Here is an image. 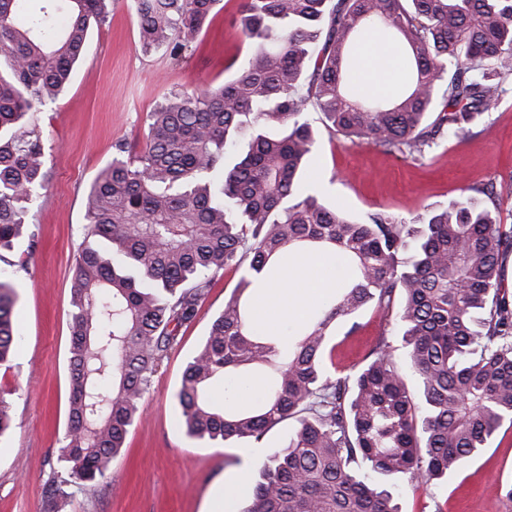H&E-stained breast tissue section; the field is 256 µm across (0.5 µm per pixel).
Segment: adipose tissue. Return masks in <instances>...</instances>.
<instances>
[{"label": "adipose tissue", "instance_id": "adipose-tissue-1", "mask_svg": "<svg viewBox=\"0 0 512 512\" xmlns=\"http://www.w3.org/2000/svg\"><path fill=\"white\" fill-rule=\"evenodd\" d=\"M399 56L396 45L379 34H370L356 49V83L368 93H385L399 79ZM345 274V265L327 254L284 257L251 296L253 325L262 335L276 336L288 319L306 321L319 300L335 290Z\"/></svg>", "mask_w": 512, "mask_h": 512}]
</instances>
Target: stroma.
Here are the masks:
<instances>
[{
    "mask_svg": "<svg viewBox=\"0 0 512 512\" xmlns=\"http://www.w3.org/2000/svg\"><path fill=\"white\" fill-rule=\"evenodd\" d=\"M243 0H221L207 30L186 58L143 52L132 0H115L112 19L94 30L66 91L36 115L49 183L33 202L29 221L38 236L24 269L14 276L19 340L0 389L12 391L14 428L0 438V512H42L46 480L60 474V441L67 428L72 269L85 227V191L112 159L120 141L144 142L147 115L166 96L232 79L252 47L239 25ZM320 129L304 179L305 193L356 217L386 210L406 223L448 206L462 189L512 182V92L452 138L408 154L356 144ZM238 282L226 274L212 288L194 323L182 328L141 403L127 447L96 492L73 489L68 512H208L212 497L237 485L240 471L277 450L295 425L287 420L262 442L216 445L186 435L175 394L186 360L206 336L213 316ZM403 342L394 314L368 307L354 323H339L332 341L335 366L360 364L379 337ZM512 483V426L439 485L387 482L401 512H512L497 482Z\"/></svg>",
    "mask_w": 512,
    "mask_h": 512,
    "instance_id": "obj_1",
    "label": "stroma"
}]
</instances>
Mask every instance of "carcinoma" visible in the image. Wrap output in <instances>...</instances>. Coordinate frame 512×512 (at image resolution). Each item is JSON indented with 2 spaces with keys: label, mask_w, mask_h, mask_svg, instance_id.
Listing matches in <instances>:
<instances>
[{
  "label": "carcinoma",
  "mask_w": 512,
  "mask_h": 512,
  "mask_svg": "<svg viewBox=\"0 0 512 512\" xmlns=\"http://www.w3.org/2000/svg\"><path fill=\"white\" fill-rule=\"evenodd\" d=\"M0 0V366L18 336L4 257L36 233L29 205L46 188L45 152L29 121L67 88L90 29L112 0ZM144 52L178 61L220 0H133ZM251 54L230 81L174 93L148 115L145 144L115 145L86 194L71 278L68 425L43 512L69 487L93 491L126 448L139 404L180 328L217 278L242 272L187 361L176 400L188 436L256 443L287 419L282 447L259 463L241 512H400L368 474L438 484L512 425V226L490 207L509 185L473 186L416 229L377 211L354 220L300 197L317 132L422 153L495 108L512 84V0H245ZM378 32L402 54L403 91L365 100L351 88L353 51ZM248 150L226 163L240 139ZM288 251L323 252L348 277L284 343L250 323L249 295ZM368 305L396 317L409 374L387 337L354 373L328 374L336 323ZM265 381L251 407L210 390ZM0 390V437L12 429Z\"/></svg>",
  "instance_id": "carcinoma-1"
}]
</instances>
